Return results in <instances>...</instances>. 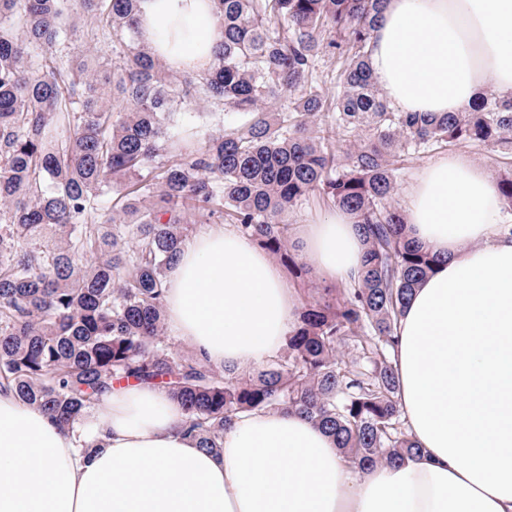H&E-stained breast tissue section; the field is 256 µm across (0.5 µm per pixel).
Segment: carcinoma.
<instances>
[{
  "label": "carcinoma",
  "instance_id": "cac0c4a2",
  "mask_svg": "<svg viewBox=\"0 0 512 512\" xmlns=\"http://www.w3.org/2000/svg\"><path fill=\"white\" fill-rule=\"evenodd\" d=\"M213 2V64L174 77L139 40L140 0H0V392L70 430L112 386H158L210 452L239 414L281 409L363 469L400 461L418 447L396 323L439 258L406 240L397 174L466 143L512 158V97L393 109L369 66L383 0ZM80 37L112 41V65L67 66L57 48ZM201 97L224 113L219 130L184 126ZM495 186L511 209L512 167ZM313 193L357 218L358 278L313 289L285 354L260 368L217 369L170 343L164 279L193 226L234 224L301 279L285 215Z\"/></svg>",
  "mask_w": 512,
  "mask_h": 512
}]
</instances>
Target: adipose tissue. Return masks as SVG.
Here are the masks:
<instances>
[{
	"instance_id": "ef3b65f1",
	"label": "adipose tissue",
	"mask_w": 512,
	"mask_h": 512,
	"mask_svg": "<svg viewBox=\"0 0 512 512\" xmlns=\"http://www.w3.org/2000/svg\"><path fill=\"white\" fill-rule=\"evenodd\" d=\"M138 28L178 71L207 70L223 38L213 0H142ZM369 65L402 112L512 96V0H385ZM403 214L441 257L392 355L418 453L362 471L304 416L261 410L239 415L216 455L161 388L109 391L70 431L0 393V512H512V231L495 184L468 155H443L415 176ZM295 242L333 284L365 251L341 208ZM301 307L281 268L223 224L192 234L165 280L167 324L216 368L276 356Z\"/></svg>"
}]
</instances>
